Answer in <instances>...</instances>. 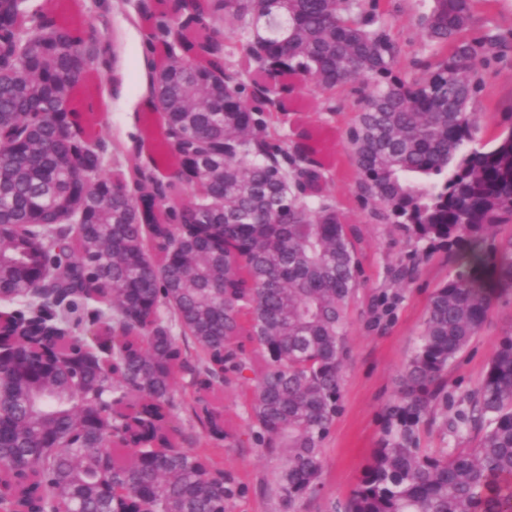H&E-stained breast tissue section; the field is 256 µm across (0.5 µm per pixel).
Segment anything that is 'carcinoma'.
Here are the masks:
<instances>
[{
  "instance_id": "1",
  "label": "carcinoma",
  "mask_w": 512,
  "mask_h": 512,
  "mask_svg": "<svg viewBox=\"0 0 512 512\" xmlns=\"http://www.w3.org/2000/svg\"><path fill=\"white\" fill-rule=\"evenodd\" d=\"M73 2L63 18L49 0H0V512H227L242 486L179 448L172 417L238 446L214 394L249 381L248 439L281 459L282 504L320 491L362 237L310 130L272 128L301 80L361 82L345 131L358 200L461 267L433 291L377 448L331 512H512V331L474 390L454 400L443 384L512 294V230L491 234L512 224V124L482 143L472 111L498 109L483 70L512 52L494 27L471 35L497 0H427L426 56L409 62L381 0H140L157 157L92 124L105 45ZM438 405L474 447L420 446Z\"/></svg>"
}]
</instances>
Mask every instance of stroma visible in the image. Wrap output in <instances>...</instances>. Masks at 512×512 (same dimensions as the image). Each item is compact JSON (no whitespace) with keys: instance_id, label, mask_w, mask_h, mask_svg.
Instances as JSON below:
<instances>
[{"instance_id":"obj_1","label":"stroma","mask_w":512,"mask_h":512,"mask_svg":"<svg viewBox=\"0 0 512 512\" xmlns=\"http://www.w3.org/2000/svg\"><path fill=\"white\" fill-rule=\"evenodd\" d=\"M99 0H87L86 17L103 39L121 37L126 60L122 90L112 92L108 75H101L94 91L107 102L94 121L110 142L131 143L154 127V119L136 121L132 106L139 91L138 48L125 35L129 22L138 19L140 0H116L112 12L100 14ZM393 34L408 56L421 53L417 29L419 0H389ZM343 109L336 115L322 113L324 94L313 83L299 84L288 111L282 114V133L298 124L318 132L319 156L334 176L337 201L351 204L350 218L363 236L364 282L349 312L348 354L342 367V411L337 416L323 447V488L318 495L297 505V512H327L329 502L345 499L358 482L362 469L380 437L381 415L400 386L404 367L418 343L429 298L433 290L451 279L458 266L447 250H427L410 241L392 224L372 220L367 210L355 204V186L344 176L351 162L344 129L358 109L351 87L335 91ZM411 270L410 279L398 282L395 270ZM512 331V298L499 299L482 332L449 365L445 375L449 393L462 396L475 389L500 337ZM187 450H205L223 469L246 488L229 512H283L274 477L281 466L276 456L260 455L257 449L205 445L200 426L187 411L177 413Z\"/></svg>"}]
</instances>
